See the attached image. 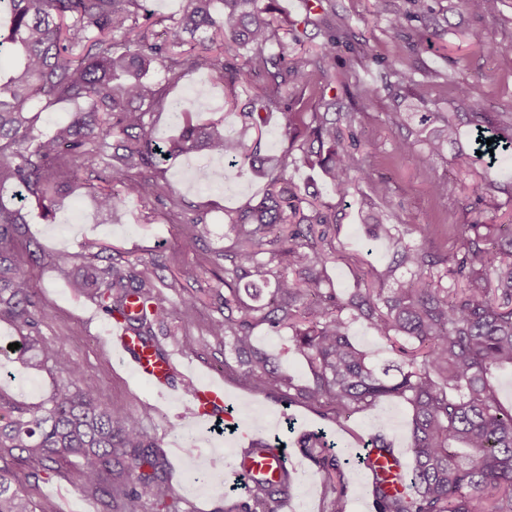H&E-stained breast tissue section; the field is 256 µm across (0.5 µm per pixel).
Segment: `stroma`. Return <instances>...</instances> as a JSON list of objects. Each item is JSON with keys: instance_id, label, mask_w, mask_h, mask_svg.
<instances>
[{"instance_id": "1", "label": "stroma", "mask_w": 512, "mask_h": 512, "mask_svg": "<svg viewBox=\"0 0 512 512\" xmlns=\"http://www.w3.org/2000/svg\"><path fill=\"white\" fill-rule=\"evenodd\" d=\"M426 4L436 13L443 33L438 37L416 36L404 54V64L417 83L420 110L447 111L452 85L464 84L470 87L472 96L459 104V111L512 112V0H500L496 11L485 15L472 14L462 0H426ZM323 5L326 11L345 18L350 44H365L373 50V57L364 61L359 73L366 82L379 81L392 58L387 37L390 13L374 15L372 0H323ZM488 43L501 46L502 54L489 55L484 49ZM205 81L199 73L186 76L167 98L183 100L199 122L220 118L226 128H234L237 118L225 102L223 88L206 86ZM399 105L395 89L380 90L372 117L363 125L357 152L359 158L372 163L375 178L389 181V201L376 200L370 183L360 184L342 199L323 189L319 170L298 162L287 169L288 179L301 189L322 190L336 213L331 244L338 258L327 267V285L346 295L361 287L363 273L383 268L395 248L394 241L368 236L360 219L364 203L374 202L388 223L397 226L399 238L410 243L419 242L413 225L425 215L433 216L439 224H499L504 220L501 206L507 194L499 195V208H475L449 157L436 158L425 168L414 155L395 153L397 140L413 136L411 130L389 121L390 112ZM164 175L173 187L170 201L131 199L110 217L95 215L92 188L97 180L87 173L82 174L79 187L57 206L53 219H45L35 202L25 203L26 226L19 240L37 241L43 253L41 260L25 264L39 305L46 312L40 324L42 336L61 338L63 348L81 369L82 382L97 389L105 407L130 413L151 407L152 416L143 420L142 426L171 464V488L184 512H222L225 494L238 481L237 433L220 434L196 426L183 416L190 404L187 396L158 397L128 371L113 365L106 346L109 317L92 300L77 295L60 271L64 263L102 266L163 261V268L156 274L165 283L163 294L168 303H178L187 295L199 299L196 320L184 324L170 317L160 339L164 348L181 352L188 362V384L209 380L222 383L229 407L228 422L248 428L253 417H262L261 435L266 439L289 425L299 433L324 429L354 460L345 470L352 512H374L366 491L370 475L356 459L363 443L376 433L385 434L394 447L409 448L408 405L397 400L380 401L354 415L342 429L303 405L287 407L264 392L244 387L235 374L226 371L224 349L207 329L209 320L217 315L214 291L224 276L221 265L213 264L212 257L230 244L224 236L229 217L259 201L265 182L247 170L228 176L223 160L203 152L180 157L165 166ZM436 179L447 181V197L431 193L430 184ZM197 210L205 211L210 233L189 251L183 246V221ZM254 334L257 348L276 356L281 371L301 384L310 380L306 361L291 349L288 329L274 330L263 324ZM186 337L193 339V350H184L182 340ZM189 436L196 446L191 455L184 451ZM286 457L296 471L292 497L282 512H324L326 500L319 469L297 446H289ZM15 471L44 512H104L98 496L85 489L76 463L62 462L59 474L48 478L31 477L21 465Z\"/></svg>"}]
</instances>
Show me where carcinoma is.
<instances>
[{
    "mask_svg": "<svg viewBox=\"0 0 512 512\" xmlns=\"http://www.w3.org/2000/svg\"><path fill=\"white\" fill-rule=\"evenodd\" d=\"M145 0H0L9 15L0 30V57L16 65L0 78V322L12 323L14 371L7 377L57 370L54 391L39 402L17 398L0 382V512H37L13 469L19 460L34 477L55 471L65 456L77 459L84 484L104 497L106 512H180L168 479V461L147 439L141 420L151 417L101 405L97 389L81 383L80 371L61 339L39 334L45 318L36 291L15 252L25 223L20 200L35 199L52 214L84 169L105 165L97 176L96 208L112 213L123 202L146 196L164 202L172 194L160 164L198 148L224 159L231 169H249L268 179L264 196L239 210L227 225L232 245L224 250V316L209 321L215 339L230 341L242 385L280 401L302 403L323 419L344 425L373 404L396 399L411 410L412 464L401 492L389 475L370 476L374 512H512V405H503L495 373L512 369V226L451 224V247L434 245L437 227L427 215L415 225L420 243H397L396 256L364 287L346 298L325 288L331 260L325 244L336 214L324 209L319 193L302 195L288 180L289 154L262 151L266 114L285 117L284 134L299 161L321 170L325 183L345 197L357 181H373V169L345 145L355 125L371 115L378 91L357 87V111L342 117L323 100L302 103L303 91L333 79L332 62L346 26L326 25L311 54L283 29L276 0H187L179 16L149 13ZM415 15L437 33L438 20L415 0ZM410 17L395 15L388 38L393 59L385 78L412 91L415 80L402 68ZM278 45L279 51L272 50ZM154 65L175 85L198 72L224 89L248 88L245 111L228 131L221 119L194 122L176 113L179 134L165 144L153 135L152 116L163 104L150 78ZM58 101L75 106L50 134L38 131L43 109ZM427 127L423 166L454 152L459 172H489L512 152V113H421ZM470 137L462 140V126ZM494 138L490 145L486 140ZM482 155H476V152ZM499 186L491 176L471 187L480 203L494 200ZM374 239L393 238V226L369 209L363 218ZM184 246L193 248L208 233L205 215L184 221ZM404 268L408 275L396 276ZM274 289L262 306L239 296L240 281L266 280ZM448 284H443V279ZM71 287L108 316H121L146 346L163 358L155 326L171 314L186 323L197 317V301L166 305L147 268L136 264L87 265ZM361 318L370 331L397 348L399 362L377 369L372 355L349 336ZM260 324L292 332L293 348L305 359L312 380L296 385L276 362L255 346ZM299 446L321 470L326 512H346L350 503L343 469L319 432L305 433ZM367 446L392 456L382 433ZM292 493L290 475L261 473L245 495L224 499L220 512H280Z\"/></svg>",
    "mask_w": 512,
    "mask_h": 512,
    "instance_id": "carcinoma-1",
    "label": "carcinoma"
}]
</instances>
